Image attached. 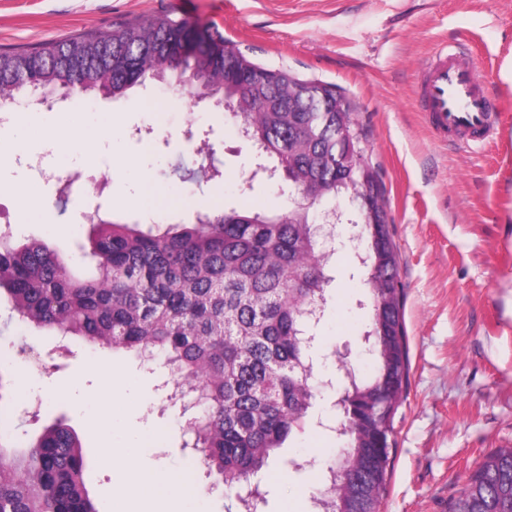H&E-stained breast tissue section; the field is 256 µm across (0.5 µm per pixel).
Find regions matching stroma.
<instances>
[{"instance_id":"1","label":"stroma","mask_w":512,"mask_h":512,"mask_svg":"<svg viewBox=\"0 0 512 512\" xmlns=\"http://www.w3.org/2000/svg\"><path fill=\"white\" fill-rule=\"evenodd\" d=\"M147 17L220 32L251 60L338 86L351 99L368 139L366 158L383 174L411 357L382 512H449L486 456L512 447V0H0V49ZM445 44L479 59L501 104V140L482 147L437 141L416 102V76ZM52 101L29 123L30 134L43 125L84 127L102 113L112 116L111 139L56 159L66 171L97 180L103 218L145 227L190 224L205 210L281 213L292 204L286 182L251 177L254 154L227 113L195 104L186 91L149 79L116 98L97 95L90 110L80 95ZM145 137L152 143L147 152L140 147ZM212 165L219 177L180 179ZM142 174L156 194L136 208ZM84 215L72 195L56 205L50 225L21 224L12 198L0 195V225L12 223L17 243L42 240L73 256L86 275L94 263L85 251ZM339 249L318 329L327 358L315 370L318 397L302 431L280 450L308 466L287 474L269 462L255 477L267 492L257 512H312V492L324 477L320 463L337 448L323 430L339 415L328 380L337 357L360 368L367 363L363 290L350 275L351 245L344 240ZM18 345L33 347L39 365L24 364ZM69 347L62 354L55 336L0 308V363L25 367L34 381L23 395L15 377L0 383V404L19 437H36L64 419L82 443L99 512H123L122 467L104 458L136 440L147 466L192 475L186 512H241L236 491L215 485L188 445L184 426L192 413L172 396L178 374L78 339ZM103 361L111 362V377L95 371Z\"/></svg>"}]
</instances>
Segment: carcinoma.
<instances>
[{
  "instance_id": "cac0c4a2",
  "label": "carcinoma",
  "mask_w": 512,
  "mask_h": 512,
  "mask_svg": "<svg viewBox=\"0 0 512 512\" xmlns=\"http://www.w3.org/2000/svg\"><path fill=\"white\" fill-rule=\"evenodd\" d=\"M184 26L147 18L1 51L0 98L63 88L75 69L96 78L82 94L98 93L108 79L112 96H121L150 77L155 51L177 44ZM194 65L224 80V96L242 100L230 119L257 158L288 170L296 192L314 187L322 201L349 199L364 258L369 369L337 361L341 452L325 464L313 500L322 512H379L393 467L394 419L409 390L410 349L400 255L352 102L333 85L252 61L221 35H209ZM89 220L95 267L85 278L42 242L15 247L0 231V290L11 310L57 337L134 352L183 375L196 409L186 432L201 465L228 490L250 482L301 429L317 393L305 331L308 310L325 301L328 261L309 234L315 216L296 205L281 214L204 212L189 227L155 233L99 215ZM0 512H97L72 429L54 422L21 442L11 426L0 427ZM452 512H512V448L486 457Z\"/></svg>"
}]
</instances>
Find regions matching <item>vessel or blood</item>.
<instances>
[{
	"label": "vessel or blood",
	"mask_w": 512,
	"mask_h": 512,
	"mask_svg": "<svg viewBox=\"0 0 512 512\" xmlns=\"http://www.w3.org/2000/svg\"><path fill=\"white\" fill-rule=\"evenodd\" d=\"M421 109L437 135L480 145L499 124L500 109L477 64L438 48L417 84Z\"/></svg>",
	"instance_id": "obj_1"
}]
</instances>
